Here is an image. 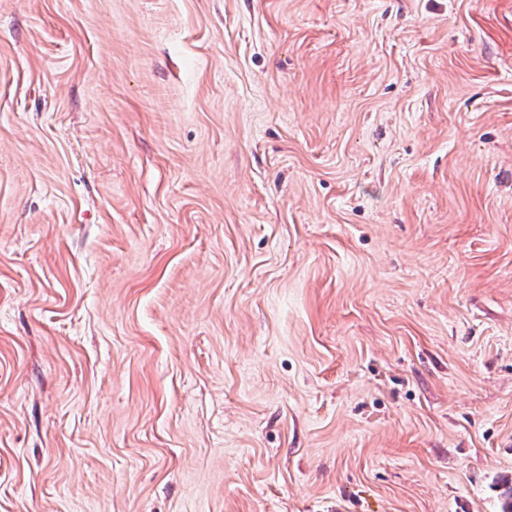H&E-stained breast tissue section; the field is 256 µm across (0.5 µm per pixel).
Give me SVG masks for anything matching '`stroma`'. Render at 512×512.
<instances>
[{
    "mask_svg": "<svg viewBox=\"0 0 512 512\" xmlns=\"http://www.w3.org/2000/svg\"><path fill=\"white\" fill-rule=\"evenodd\" d=\"M512 0H0V512H500Z\"/></svg>",
    "mask_w": 512,
    "mask_h": 512,
    "instance_id": "stroma-1",
    "label": "stroma"
}]
</instances>
